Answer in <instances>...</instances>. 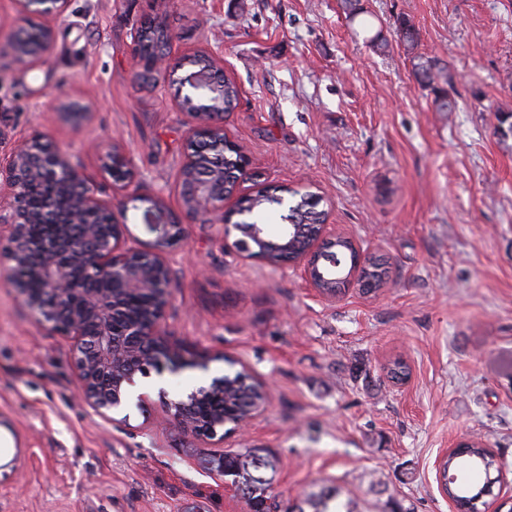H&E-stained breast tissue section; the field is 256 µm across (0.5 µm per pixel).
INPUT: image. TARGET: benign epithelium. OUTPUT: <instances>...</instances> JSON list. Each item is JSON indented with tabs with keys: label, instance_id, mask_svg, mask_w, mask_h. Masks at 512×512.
Returning a JSON list of instances; mask_svg holds the SVG:
<instances>
[{
	"label": "benign epithelium",
	"instance_id": "1",
	"mask_svg": "<svg viewBox=\"0 0 512 512\" xmlns=\"http://www.w3.org/2000/svg\"><path fill=\"white\" fill-rule=\"evenodd\" d=\"M24 11L44 19L39 30L28 37L14 36L11 51L16 65L33 69L55 40L56 24L63 20L68 0H22ZM192 69L177 89L178 107L185 117L187 137L184 161L178 174L182 209L189 217L204 220L217 215L223 224L224 244L241 257L259 259L275 269L293 268L301 272L306 284L328 299L336 298L334 287L328 291L319 279V267L336 271L343 258L331 243L336 235H327L328 225L318 224L307 250L288 255V239L298 224H285L286 233L272 239L263 235L261 225L250 224L245 235L231 239L240 230L233 223L235 209H224L226 196L214 191L224 183V169L208 168L197 148V135L207 133L218 146L224 140L223 70L208 53L177 57L158 53L145 67L154 83L167 80L172 73ZM43 138L21 137L10 150L0 153V224L9 227V270L15 288L25 305L50 330L70 340L73 366L80 395L94 412L112 419V411L127 399V387L135 373L162 371L180 356L179 344L166 331L165 318L172 300L173 249L184 238V225L171 219L159 198L136 195L139 172L119 142L108 149L94 145L99 152L101 171L111 181L112 196L104 199L90 186L81 167L63 149L46 154L39 148ZM50 179L56 190L69 199L67 212L56 215L52 201L34 208L28 202L29 187ZM128 201L146 204L142 212L145 231L153 240L144 243L133 236L128 225L116 217V209ZM44 225L49 232L35 236L31 228ZM356 258L343 287H350L359 273L372 264L370 258L349 241ZM18 268L42 282L44 289L35 294L15 276ZM104 280L110 288H92L89 283ZM151 297L146 314H131L129 298ZM224 402V380L190 393L185 400L170 404L171 421L186 434L214 438L224 429V408L209 419L194 415L202 401Z\"/></svg>",
	"mask_w": 512,
	"mask_h": 512
}]
</instances>
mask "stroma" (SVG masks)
Wrapping results in <instances>:
<instances>
[{"label":"stroma","instance_id":"stroma-1","mask_svg":"<svg viewBox=\"0 0 512 512\" xmlns=\"http://www.w3.org/2000/svg\"><path fill=\"white\" fill-rule=\"evenodd\" d=\"M70 0L41 66L8 41L26 17L0 0V149L44 135L104 188L93 141H119L137 192L181 215L187 128L175 86L139 84L131 36L158 11L172 51L212 53L240 90L224 131L255 184L306 187L329 223L383 255L382 288L333 300L298 271L226 248L188 224L175 249L166 329L186 364L140 378L148 401L108 421L80 398L69 342L40 325L9 277L0 226V414L25 459L0 470V512H249L211 462L269 449L273 490L333 483L351 512H456L438 458L481 439L512 502V0ZM417 32L399 35L400 20ZM438 60L457 106L438 111L411 59ZM87 113L69 118L61 104ZM402 359L404 383L387 366ZM269 390L263 416L224 439L182 433L168 404L230 361Z\"/></svg>","mask_w":512,"mask_h":512}]
</instances>
